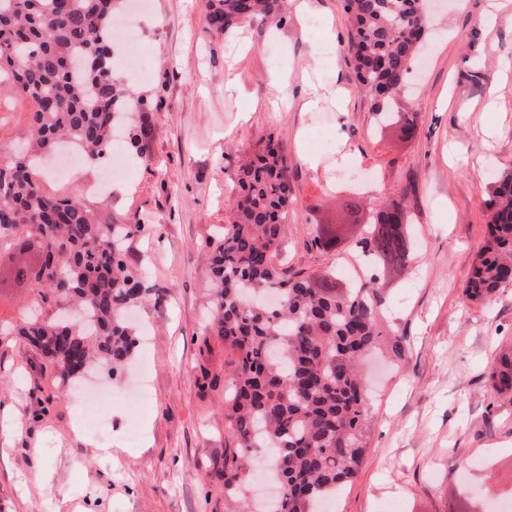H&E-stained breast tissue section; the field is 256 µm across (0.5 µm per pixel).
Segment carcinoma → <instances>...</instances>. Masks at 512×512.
Segmentation results:
<instances>
[{
    "label": "carcinoma",
    "mask_w": 512,
    "mask_h": 512,
    "mask_svg": "<svg viewBox=\"0 0 512 512\" xmlns=\"http://www.w3.org/2000/svg\"><path fill=\"white\" fill-rule=\"evenodd\" d=\"M125 0H0V246L38 237L46 267L36 299L19 318L0 319L40 349L69 383L97 361L119 372L138 333L127 320L146 289L126 260L128 228L106 225L85 200L46 184L56 153L77 146L90 165L129 125L132 146L152 126L147 103L112 78V16ZM205 22L225 34L255 17L283 20L284 0H204ZM349 50L359 86L377 119L405 86L430 32L426 0H345ZM239 200L212 242L209 332L224 341V425L236 443L224 449V490L232 512L254 448L271 452L272 478L283 488L265 512H323L320 505L355 477L365 453L368 403L360 364L382 334L377 289L365 282L346 294L314 287L277 263L295 191L274 137L241 167ZM487 237L462 291L478 301L512 286V171L486 200ZM409 224L372 221L361 252L376 266H408ZM497 392L512 390V358L490 374Z\"/></svg>",
    "instance_id": "cac0c4a2"
}]
</instances>
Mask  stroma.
Wrapping results in <instances>:
<instances>
[{
	"label": "stroma",
	"instance_id": "stroma-1",
	"mask_svg": "<svg viewBox=\"0 0 512 512\" xmlns=\"http://www.w3.org/2000/svg\"><path fill=\"white\" fill-rule=\"evenodd\" d=\"M127 52L147 78L115 71L143 97L151 139L131 181L96 201L102 223L131 226L129 261L155 299L138 310L151 341L128 371L92 369L146 408L112 403L109 433L83 426L50 359L0 336V512H224V343L207 336L205 246L236 204L240 167L275 135L296 203L280 258L293 272L350 288L342 266L379 203L409 217L413 264L375 274L383 333L365 363V459L333 512H496L512 502V393L493 362L512 352V287L482 302L462 289L484 239L493 174L512 169V0H454L433 20L394 122L378 126L347 53L342 0H310L309 20L206 31L202 0H148ZM288 109L266 104L275 96ZM416 115L402 136L398 121ZM372 169L359 189L348 161ZM111 446V457L99 455Z\"/></svg>",
	"mask_w": 512,
	"mask_h": 512
}]
</instances>
